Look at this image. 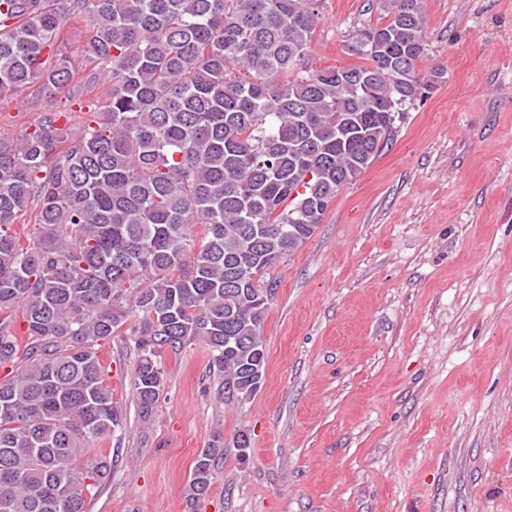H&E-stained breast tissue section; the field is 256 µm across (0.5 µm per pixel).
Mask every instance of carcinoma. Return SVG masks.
Listing matches in <instances>:
<instances>
[{"mask_svg": "<svg viewBox=\"0 0 512 512\" xmlns=\"http://www.w3.org/2000/svg\"><path fill=\"white\" fill-rule=\"evenodd\" d=\"M316 2L0 0V97L34 86L70 102L18 138L0 133V512H87L110 478L98 447L123 412L102 340L132 344L145 421L162 354L190 341L211 350L220 399L259 390L276 288L263 275L446 75L420 67L422 0H372L384 22L345 43L378 31L380 46L361 64L310 65ZM84 16L78 61L59 36ZM31 210L33 231H15ZM223 457L217 432L193 461L189 503Z\"/></svg>", "mask_w": 512, "mask_h": 512, "instance_id": "carcinoma-1", "label": "carcinoma"}]
</instances>
